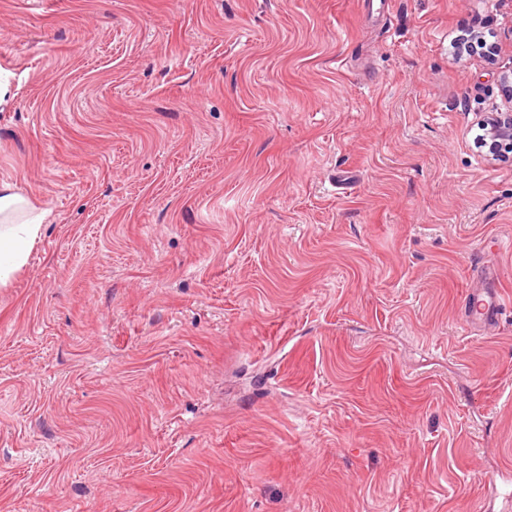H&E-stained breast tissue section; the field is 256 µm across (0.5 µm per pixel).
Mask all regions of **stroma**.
Listing matches in <instances>:
<instances>
[{
	"mask_svg": "<svg viewBox=\"0 0 512 512\" xmlns=\"http://www.w3.org/2000/svg\"><path fill=\"white\" fill-rule=\"evenodd\" d=\"M511 70L512 0H0V512H512ZM484 28L485 26H470L459 30V33H449L448 53L461 61L475 53L482 55V51H490L493 44L488 42L487 35H491L489 32L486 33ZM480 121L485 125L488 124L487 134L489 135L492 141H496L498 139H510L507 140L501 145H493L488 139L484 136V130L480 125V122L476 124L478 132L475 134L473 138V146L474 148L483 155H490V158L494 156L497 157L496 154L492 155L494 152L509 157V154H512V112H499V110H495V112H486L483 116L480 117ZM46 211H39L29 198L7 181H0V284L25 266L42 235Z\"/></svg>",
	"mask_w": 512,
	"mask_h": 512,
	"instance_id": "obj_1",
	"label": "stroma"
}]
</instances>
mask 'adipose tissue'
<instances>
[{"label": "adipose tissue", "mask_w": 512, "mask_h": 512, "mask_svg": "<svg viewBox=\"0 0 512 512\" xmlns=\"http://www.w3.org/2000/svg\"><path fill=\"white\" fill-rule=\"evenodd\" d=\"M44 212L7 181H0V284L25 266L42 235Z\"/></svg>", "instance_id": "adipose-tissue-1"}]
</instances>
